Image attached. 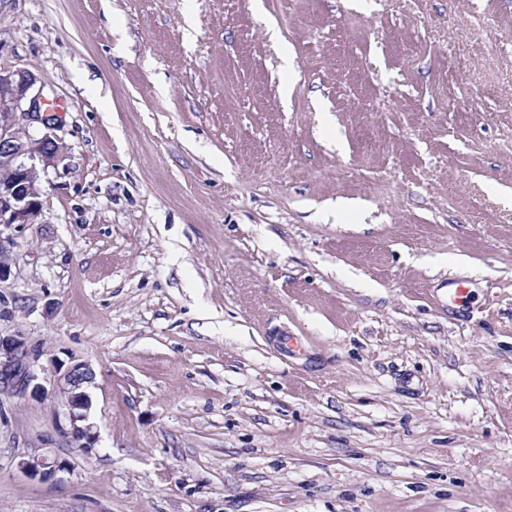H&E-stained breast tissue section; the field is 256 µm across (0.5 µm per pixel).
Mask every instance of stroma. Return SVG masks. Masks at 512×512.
Instances as JSON below:
<instances>
[{
    "label": "stroma",
    "instance_id": "stroma-1",
    "mask_svg": "<svg viewBox=\"0 0 512 512\" xmlns=\"http://www.w3.org/2000/svg\"><path fill=\"white\" fill-rule=\"evenodd\" d=\"M0 67L66 146L0 512H512V0H0ZM93 379L94 372L86 363L68 367L61 378L60 390L68 410L70 441L73 448H78L85 455L92 454L97 440L96 426L89 416L91 398L86 391ZM20 468L31 476H40L41 478L55 477L58 472L66 470V464L57 459L56 457L51 458L43 456L40 459L37 458L32 460L23 461L20 464Z\"/></svg>",
    "mask_w": 512,
    "mask_h": 512
}]
</instances>
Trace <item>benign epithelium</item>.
Instances as JSON below:
<instances>
[{
    "instance_id": "benign-epithelium-1",
    "label": "benign epithelium",
    "mask_w": 512,
    "mask_h": 512,
    "mask_svg": "<svg viewBox=\"0 0 512 512\" xmlns=\"http://www.w3.org/2000/svg\"><path fill=\"white\" fill-rule=\"evenodd\" d=\"M36 76L25 70L0 68V169L9 180L0 184V226L32 224L42 211L39 174L55 165L64 145L52 134L54 118L47 99L35 90ZM36 119L45 132L36 136L27 122ZM94 372L86 363L66 369L61 378L65 397L68 434L73 447L90 455L95 449L97 431L89 410L91 398L86 391ZM19 385L33 397L46 398L49 391L39 382L21 334L0 336V388ZM20 468L32 476L51 478L66 470V464L43 456L23 461Z\"/></svg>"
}]
</instances>
